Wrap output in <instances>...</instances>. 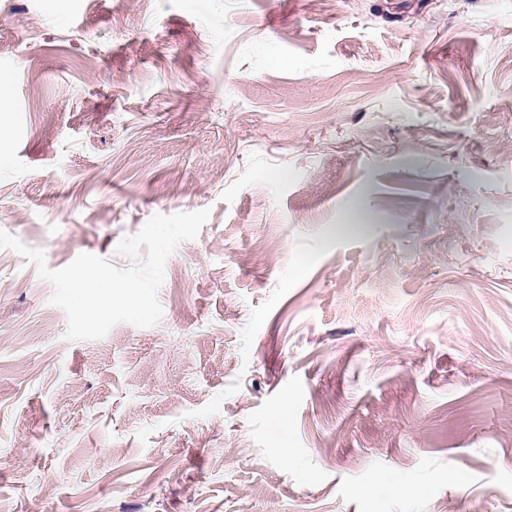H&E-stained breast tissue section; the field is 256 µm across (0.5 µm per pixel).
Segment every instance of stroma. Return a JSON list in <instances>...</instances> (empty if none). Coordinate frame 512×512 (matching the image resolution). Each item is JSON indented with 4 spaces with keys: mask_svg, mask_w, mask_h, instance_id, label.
<instances>
[{
    "mask_svg": "<svg viewBox=\"0 0 512 512\" xmlns=\"http://www.w3.org/2000/svg\"><path fill=\"white\" fill-rule=\"evenodd\" d=\"M0 230L209 210L70 341L0 249V512H512V0H0Z\"/></svg>",
    "mask_w": 512,
    "mask_h": 512,
    "instance_id": "stroma-1",
    "label": "stroma"
}]
</instances>
